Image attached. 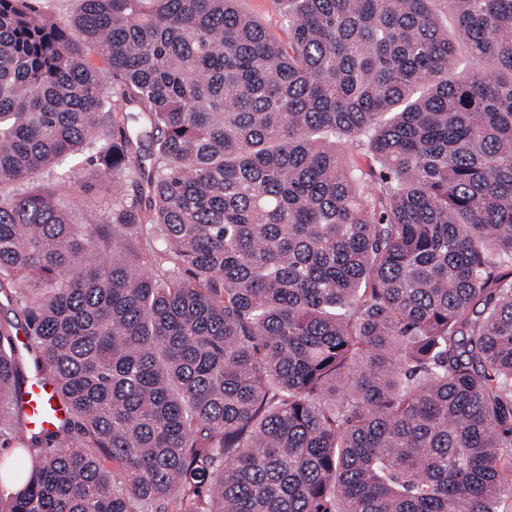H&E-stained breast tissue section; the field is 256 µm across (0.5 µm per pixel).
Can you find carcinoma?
Returning a JSON list of instances; mask_svg holds the SVG:
<instances>
[{"label": "carcinoma", "mask_w": 512, "mask_h": 512, "mask_svg": "<svg viewBox=\"0 0 512 512\" xmlns=\"http://www.w3.org/2000/svg\"><path fill=\"white\" fill-rule=\"evenodd\" d=\"M276 4L0 0L9 512H512V0ZM34 3L45 17L61 24L70 20L80 8L79 0H36ZM241 7L253 15L259 16L270 26L275 27L279 20L274 7L275 0H240ZM92 188L81 197L72 198L75 206L73 207L74 221L80 223L83 218L89 217L90 212H93V219L97 224H100V231L102 233H110L111 226V210L107 206V201L112 198V180L108 181H91ZM36 372L32 357L24 353L21 366L24 382L29 384L35 377L40 376ZM52 393L53 386L41 378H37L35 382L25 386L23 390L22 406L24 413L29 417L34 416L39 422H42V426L45 428H49V421L53 418L62 419V413L64 412L62 403L60 401L57 403L52 399Z\"/></svg>", "instance_id": "obj_1"}]
</instances>
